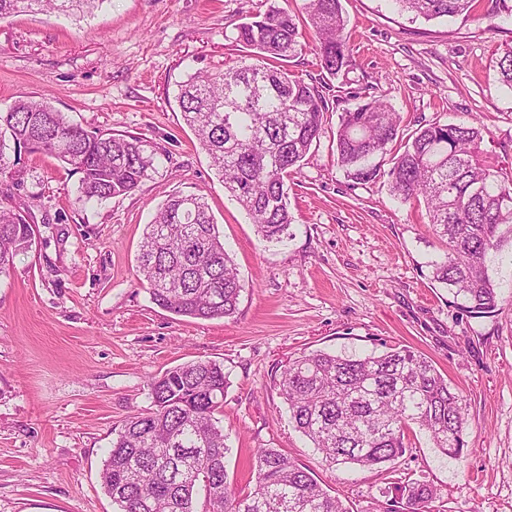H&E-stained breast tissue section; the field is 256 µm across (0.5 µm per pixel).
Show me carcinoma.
Returning <instances> with one entry per match:
<instances>
[{
	"instance_id": "obj_1",
	"label": "carcinoma",
	"mask_w": 512,
	"mask_h": 512,
	"mask_svg": "<svg viewBox=\"0 0 512 512\" xmlns=\"http://www.w3.org/2000/svg\"><path fill=\"white\" fill-rule=\"evenodd\" d=\"M105 0H0V19L22 12L81 16ZM400 11L432 20L467 13L476 0H392ZM321 70L335 77L358 69L346 34L341 0H305ZM247 50L238 67L197 72L180 84L184 121L264 242L288 235V178L301 172L330 110L327 82L307 83L284 63L301 47L297 16L270 5L236 27ZM499 80L512 90V44L499 61ZM357 81L336 130V159L359 184L388 176L391 195L424 203L431 230L445 244L433 279L464 299L472 312L490 314L498 293L489 275L497 233L512 224V177L480 157L483 128L419 124L403 138L401 116ZM51 155L81 174L76 203L102 202L135 191L155 169L133 134L88 131L69 122L47 97L21 99L0 112V175L15 174L10 153ZM391 167L382 170L381 160ZM33 230L21 211L0 206V276L32 248ZM139 269L151 299L192 319L237 312L246 283L224 248V236L202 194L174 195L146 225ZM224 364L176 365L150 383L151 407L114 429L100 473L117 512H349L303 466L277 448L254 453V483L228 482L230 451L224 413ZM280 394L295 428L335 465L385 464L405 453L412 426L452 460L466 452V400L427 357L391 349L379 355L322 351L288 360ZM204 493L202 510L197 496ZM432 490L411 482L386 512H423Z\"/></svg>"
}]
</instances>
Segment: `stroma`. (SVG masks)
I'll return each mask as SVG.
<instances>
[{"label": "stroma", "mask_w": 512, "mask_h": 512, "mask_svg": "<svg viewBox=\"0 0 512 512\" xmlns=\"http://www.w3.org/2000/svg\"><path fill=\"white\" fill-rule=\"evenodd\" d=\"M262 0H105L81 19L19 13L0 20V110L48 97L84 129L139 135L165 159L134 192L76 202L80 176L54 157L24 152L0 203L28 206L31 250L0 277V512H115L99 473L112 430L151 405L149 384L178 364L223 362L222 423L238 488L251 454L279 448L308 468L350 512H382L401 486L421 482L430 512H512V225L499 229L489 273L491 314L466 312L434 282L442 249L424 208L392 199L386 180L359 185L336 163L340 114L288 182L289 239L260 240L224 192L193 130L177 84L238 65L236 26ZM360 74L418 121L478 119L489 162L512 173V90L499 47L512 41V0L477 13L411 20L391 0H342ZM288 61L305 82L324 78L311 36ZM206 194L247 288L235 316L195 320L151 299L137 256L147 224L172 194ZM407 348L430 357L467 403L463 461L420 431L382 466L329 464L295 430L279 394L280 367L322 350L337 355Z\"/></svg>", "instance_id": "obj_1"}]
</instances>
